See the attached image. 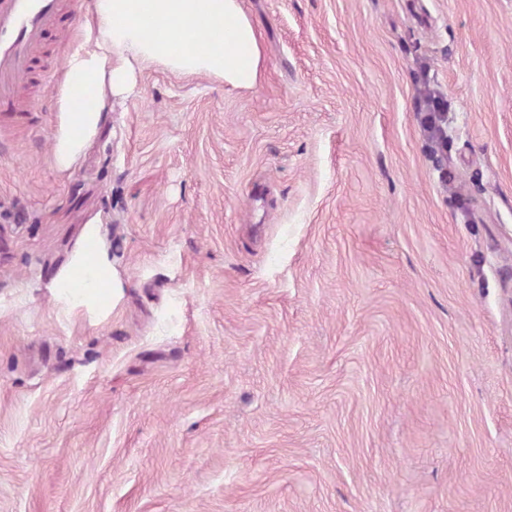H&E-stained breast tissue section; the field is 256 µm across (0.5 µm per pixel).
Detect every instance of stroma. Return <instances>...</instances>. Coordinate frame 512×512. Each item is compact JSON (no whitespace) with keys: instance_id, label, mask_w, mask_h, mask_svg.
<instances>
[{"instance_id":"35a3bbf8","label":"stroma","mask_w":512,"mask_h":512,"mask_svg":"<svg viewBox=\"0 0 512 512\" xmlns=\"http://www.w3.org/2000/svg\"><path fill=\"white\" fill-rule=\"evenodd\" d=\"M243 7L253 88L137 71L66 173L61 79L0 125V512H512V0ZM426 97L425 126L427 137L432 152L435 154L437 169L442 171L448 167V153L446 152V124L441 122L442 113L446 112V105L441 99L432 96L430 93L424 94ZM102 230V224L85 225L79 246L57 276L53 288L62 313L84 310L105 316L111 307L110 299L122 287L115 277L112 259L101 249Z\"/></svg>"}]
</instances>
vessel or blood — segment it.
<instances>
[{"instance_id":"vessel-or-blood-1","label":"vessel or blood","mask_w":512,"mask_h":512,"mask_svg":"<svg viewBox=\"0 0 512 512\" xmlns=\"http://www.w3.org/2000/svg\"><path fill=\"white\" fill-rule=\"evenodd\" d=\"M73 0H0V117L33 111L21 95L49 35L73 32Z\"/></svg>"}]
</instances>
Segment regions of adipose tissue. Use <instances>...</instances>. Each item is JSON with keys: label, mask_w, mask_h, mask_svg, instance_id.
I'll list each match as a JSON object with an SVG mask.
<instances>
[{"label": "adipose tissue", "mask_w": 512, "mask_h": 512, "mask_svg": "<svg viewBox=\"0 0 512 512\" xmlns=\"http://www.w3.org/2000/svg\"><path fill=\"white\" fill-rule=\"evenodd\" d=\"M95 32L66 60L58 99L54 160L71 169L95 136L107 90L130 88L134 66L162 64L182 75L211 74L241 88L259 79V35L242 0H95ZM103 227L86 224L79 246L54 283L62 313L104 316L121 283L100 243Z\"/></svg>", "instance_id": "1"}]
</instances>
